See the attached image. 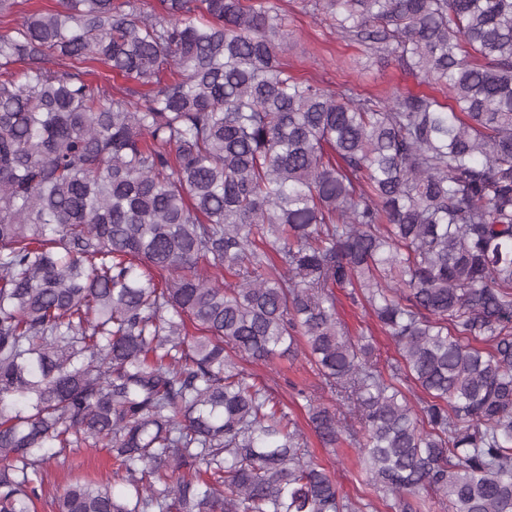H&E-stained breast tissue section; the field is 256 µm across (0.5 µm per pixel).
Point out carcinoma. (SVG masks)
<instances>
[{
  "label": "carcinoma",
  "mask_w": 512,
  "mask_h": 512,
  "mask_svg": "<svg viewBox=\"0 0 512 512\" xmlns=\"http://www.w3.org/2000/svg\"><path fill=\"white\" fill-rule=\"evenodd\" d=\"M310 7L447 101L297 79L270 0H58L0 33V512H358L229 355L301 339L312 430L392 508L512 512V0ZM82 447L122 492L45 483ZM340 304L338 305V317L348 328L351 336H358L361 330H364L366 336V328L372 330L373 345L376 349V354L381 359L394 358L398 356L397 349L392 341L381 332L374 317L365 311L361 306H353L344 295H340Z\"/></svg>",
  "instance_id": "carcinoma-1"
}]
</instances>
